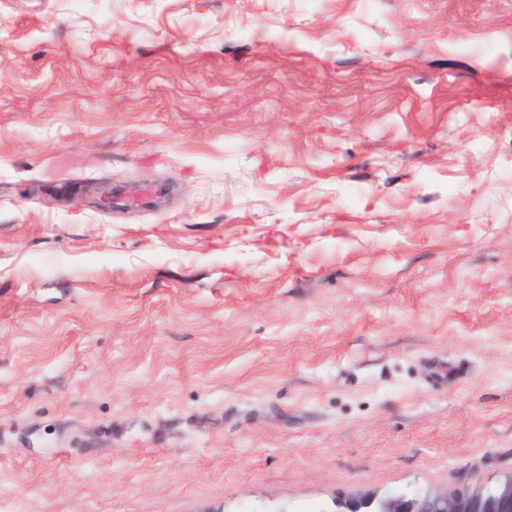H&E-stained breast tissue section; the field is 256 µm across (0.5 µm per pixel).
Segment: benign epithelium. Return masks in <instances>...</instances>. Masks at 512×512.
I'll return each instance as SVG.
<instances>
[{"instance_id":"obj_1","label":"benign epithelium","mask_w":512,"mask_h":512,"mask_svg":"<svg viewBox=\"0 0 512 512\" xmlns=\"http://www.w3.org/2000/svg\"><path fill=\"white\" fill-rule=\"evenodd\" d=\"M370 500L378 502L379 512H512V478L487 496L427 493L413 498L372 496Z\"/></svg>"}]
</instances>
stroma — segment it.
Listing matches in <instances>:
<instances>
[{"instance_id":"stroma-1","label":"stroma","mask_w":512,"mask_h":512,"mask_svg":"<svg viewBox=\"0 0 512 512\" xmlns=\"http://www.w3.org/2000/svg\"><path fill=\"white\" fill-rule=\"evenodd\" d=\"M511 476L512 0H0V512ZM161 192L157 186H127L122 193L121 204L125 208L148 209Z\"/></svg>"}]
</instances>
